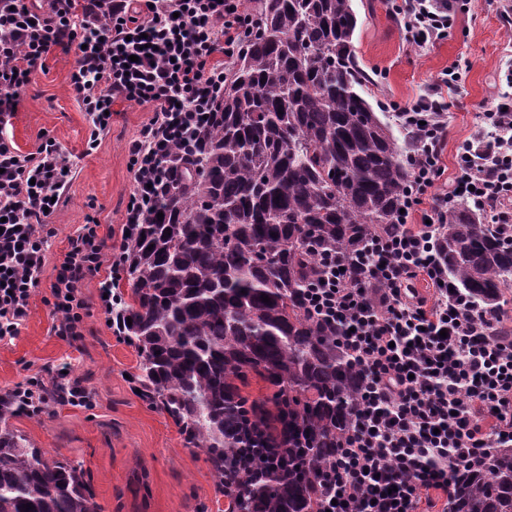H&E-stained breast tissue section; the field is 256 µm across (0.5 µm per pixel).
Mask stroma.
I'll use <instances>...</instances> for the list:
<instances>
[{
  "mask_svg": "<svg viewBox=\"0 0 512 512\" xmlns=\"http://www.w3.org/2000/svg\"><path fill=\"white\" fill-rule=\"evenodd\" d=\"M399 0H354L361 26L354 40L360 65L373 72L365 91L370 103L411 104L426 95L456 59L471 63L448 114L445 177L457 171L458 152L499 95L512 64V27L500 16L501 0H468L456 9L448 37L426 48L411 45L394 15ZM74 53L54 50L34 70L11 120L13 140L25 154L54 143L71 165L64 201L48 217L51 232L41 281L17 336L0 342V394L28 378L50 383L62 364L90 392L88 407L48 404L11 421L31 445L49 455L82 463L102 512H226L206 452L185 442L179 425L136 391L140 359L116 334L100 295V276L81 286L86 302L80 335L61 337L46 298L59 257L83 225L121 240V223L132 188L129 145L152 115L149 106L119 101L112 122L95 132L70 88Z\"/></svg>",
  "mask_w": 512,
  "mask_h": 512,
  "instance_id": "35a3bbf8",
  "label": "stroma"
}]
</instances>
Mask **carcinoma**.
I'll use <instances>...</instances> for the list:
<instances>
[{
  "label": "carcinoma",
  "instance_id": "carcinoma-1",
  "mask_svg": "<svg viewBox=\"0 0 512 512\" xmlns=\"http://www.w3.org/2000/svg\"><path fill=\"white\" fill-rule=\"evenodd\" d=\"M248 2L254 31L201 151L176 165L124 239L130 295L111 314L139 354L143 396L207 452L221 480L245 424L238 382L254 372L287 396L288 462L254 459L260 479L230 512H316L360 378L336 332L306 310V289L322 250L346 254L396 223L415 144L363 96L370 76L356 60L353 0ZM478 214L448 210L437 255L463 295L496 313L512 284V239ZM248 411L280 433L266 403ZM16 414L0 403V512H101L82 465L32 447L10 428ZM449 502L450 512H512V448L458 479Z\"/></svg>",
  "mask_w": 512,
  "mask_h": 512
}]
</instances>
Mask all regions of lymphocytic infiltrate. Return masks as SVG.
<instances>
[{
	"instance_id": "lymphocytic-infiltrate-1",
	"label": "lymphocytic infiltrate",
	"mask_w": 512,
	"mask_h": 512,
	"mask_svg": "<svg viewBox=\"0 0 512 512\" xmlns=\"http://www.w3.org/2000/svg\"><path fill=\"white\" fill-rule=\"evenodd\" d=\"M0 0V341L16 336L40 281L55 209L69 174L55 144L24 154L9 130L20 91L55 49L71 50L70 87L95 130L122 99L151 106L152 116L129 147L133 185L124 226L143 223L175 170L173 150L190 153L224 95L225 62L234 60L253 21L241 0ZM395 14L409 42L427 46L447 36L451 9L435 0H402ZM460 59L415 104H393L418 141L407 156L414 172L407 215L389 232L368 235L355 258L327 254L306 304L319 321L341 331L363 383L355 423L320 482L322 512H420V493L450 494L462 472L493 449L512 446V341L489 331L486 316L448 281L434 248L438 225L459 201L491 205L490 221L512 236V68L508 90L466 140L458 170L442 192L450 101L445 89L470 70ZM421 212L410 225L407 216ZM107 242L95 225L71 238L56 267L52 306L62 336L80 333V286L95 274ZM427 277L426 302L412 288Z\"/></svg>"
}]
</instances>
